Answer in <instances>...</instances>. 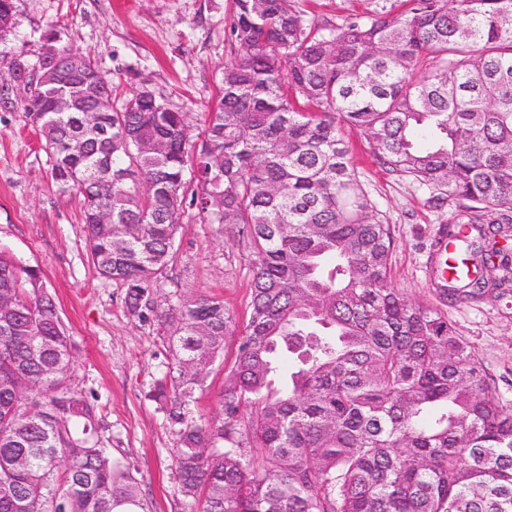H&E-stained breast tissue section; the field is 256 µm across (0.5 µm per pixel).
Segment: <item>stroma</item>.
<instances>
[{
  "mask_svg": "<svg viewBox=\"0 0 512 512\" xmlns=\"http://www.w3.org/2000/svg\"><path fill=\"white\" fill-rule=\"evenodd\" d=\"M307 19L367 18L400 12L402 0H297ZM233 0H14L16 35L0 54V249L41 270L75 343V384L95 398L103 441L129 463L148 512H183L174 477L175 437L149 396L166 360L152 323L126 311L125 291L93 270L79 205L51 178V162L12 88V61H36L45 34L56 31L91 54L112 80L115 106L137 90L204 120L217 95L220 68L230 58ZM351 164L394 238L390 279L410 300L441 311L493 378L501 404L512 408V287L455 303L433 280L435 241L448 208H434L425 186L389 171L363 136L345 132ZM253 256L241 225L205 224L186 213L165 291L215 294L236 320L249 317ZM237 349L227 337L195 417L220 409L224 373Z\"/></svg>",
  "mask_w": 512,
  "mask_h": 512,
  "instance_id": "stroma-1",
  "label": "stroma"
}]
</instances>
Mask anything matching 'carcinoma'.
I'll return each mask as SVG.
<instances>
[{"instance_id":"obj_1","label":"carcinoma","mask_w":512,"mask_h":512,"mask_svg":"<svg viewBox=\"0 0 512 512\" xmlns=\"http://www.w3.org/2000/svg\"><path fill=\"white\" fill-rule=\"evenodd\" d=\"M367 21L305 18L295 0H234L216 103L200 132L148 91L56 112L43 41L12 62L52 178L80 203L89 262L125 288L169 353L150 393L176 437L185 512H512V410L438 310L389 279L393 237L343 131L451 209L446 239L474 300L512 280L485 228L512 225V0H405ZM15 37L0 0V53ZM240 224L255 259L241 332L215 295L159 300L186 206ZM502 275L486 276L488 265ZM0 512H146L75 388L73 340L40 270L0 251ZM221 412L192 411L224 340Z\"/></svg>"}]
</instances>
